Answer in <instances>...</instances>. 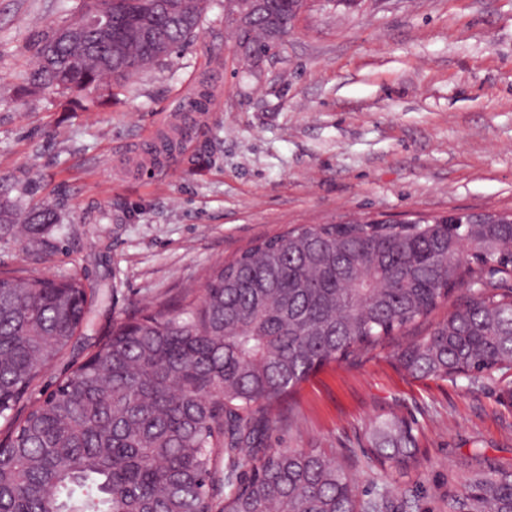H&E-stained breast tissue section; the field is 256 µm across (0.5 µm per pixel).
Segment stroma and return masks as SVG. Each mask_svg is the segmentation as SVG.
Returning <instances> with one entry per match:
<instances>
[{
	"label": "stroma",
	"instance_id": "obj_1",
	"mask_svg": "<svg viewBox=\"0 0 512 512\" xmlns=\"http://www.w3.org/2000/svg\"><path fill=\"white\" fill-rule=\"evenodd\" d=\"M75 5L0 0V197L64 217L46 254L0 246V270L76 274L100 290L93 327L39 391L113 321L199 287L292 225L512 212V0H307L257 71L234 52L224 0H212L196 36L110 106L66 112L18 90L38 40ZM206 74L209 111H176ZM188 121L193 147L152 162L144 139ZM404 343L316 372L279 407L269 443L345 454L360 494L385 496L388 512H443L478 457L512 466V379H414L392 358ZM393 411L420 429V463L406 471L373 467L359 448Z\"/></svg>",
	"mask_w": 512,
	"mask_h": 512
}]
</instances>
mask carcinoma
Listing matches in <instances>:
<instances>
[{
	"label": "carcinoma",
	"instance_id": "1",
	"mask_svg": "<svg viewBox=\"0 0 512 512\" xmlns=\"http://www.w3.org/2000/svg\"><path fill=\"white\" fill-rule=\"evenodd\" d=\"M209 0H84L112 15L75 51L58 24L41 39L25 90L69 107L112 100V80L169 57L196 35ZM301 0H265L240 28L253 69L288 34ZM436 216L410 224H300L205 276L202 295L112 324L56 388L26 400L41 372L91 327L92 292L76 276L0 274V512H385L360 499L344 458L272 448L276 408L321 367L368 355L447 304L448 316L395 360L409 375L479 384L512 370V218ZM61 209L0 201V241L42 249ZM365 457L411 468L416 423L391 412L366 432ZM448 512H509L512 469L481 462Z\"/></svg>",
	"mask_w": 512,
	"mask_h": 512
}]
</instances>
